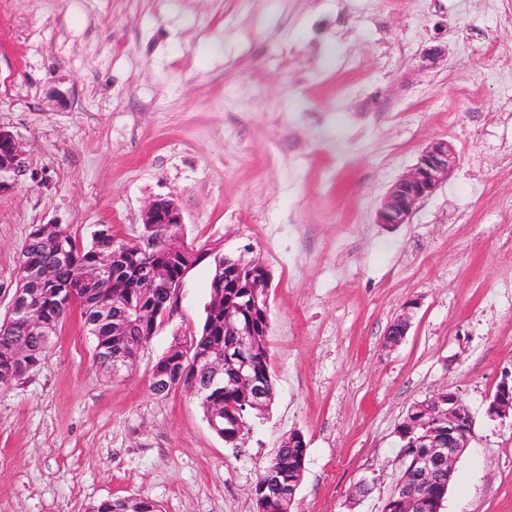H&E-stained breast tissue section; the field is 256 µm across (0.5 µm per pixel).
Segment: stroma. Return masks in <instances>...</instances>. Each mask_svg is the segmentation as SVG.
<instances>
[{"mask_svg":"<svg viewBox=\"0 0 512 512\" xmlns=\"http://www.w3.org/2000/svg\"><path fill=\"white\" fill-rule=\"evenodd\" d=\"M483 47L512 84V0H0V127L25 162L0 193V317L33 226L133 243L145 202L169 196L186 244H249L269 270L275 384L234 446L189 392L151 390L155 361L203 325L211 262L122 377L71 311L45 359L0 387V512L117 498L255 512L250 489L293 431L308 450L291 512H380L399 423L444 387L476 419L444 512H512V416H485L512 372V123L499 85L458 92ZM436 139L456 149L447 183L410 223H376Z\"/></svg>","mask_w":512,"mask_h":512,"instance_id":"1","label":"stroma"}]
</instances>
